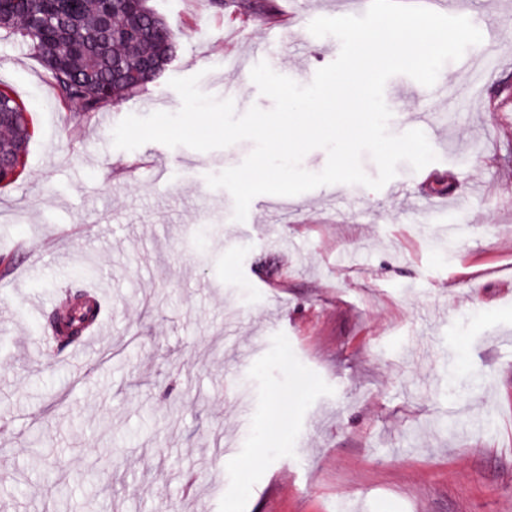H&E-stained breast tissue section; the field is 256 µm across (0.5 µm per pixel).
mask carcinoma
Segmentation results:
<instances>
[{
  "mask_svg": "<svg viewBox=\"0 0 512 512\" xmlns=\"http://www.w3.org/2000/svg\"><path fill=\"white\" fill-rule=\"evenodd\" d=\"M137 14L141 29L128 35V13ZM0 30L20 37L32 49L48 83L61 103L80 109L78 117L91 120L123 97L137 95L152 82L143 78L150 66L165 71L178 45L166 19L148 0H0ZM0 154L27 153L34 137L33 121L9 120L0 126ZM68 301L87 306L69 307L63 316L67 329L53 316L44 327L47 344L62 351L79 345L99 318L107 313L94 293L81 288Z\"/></svg>",
  "mask_w": 512,
  "mask_h": 512,
  "instance_id": "obj_1",
  "label": "carcinoma"
}]
</instances>
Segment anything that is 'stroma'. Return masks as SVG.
I'll return each instance as SVG.
<instances>
[{
	"instance_id": "stroma-1",
	"label": "stroma",
	"mask_w": 512,
	"mask_h": 512,
	"mask_svg": "<svg viewBox=\"0 0 512 512\" xmlns=\"http://www.w3.org/2000/svg\"><path fill=\"white\" fill-rule=\"evenodd\" d=\"M171 25L168 69L140 99L177 111L174 77L262 109L257 45L307 84L331 63L308 19L345 0H149ZM292 14L286 38L272 19ZM495 74L457 63L437 161L400 164L407 196L322 186L277 224L201 196L242 141L198 152L112 145L111 125L69 120L29 47L0 32V83L35 120L25 173L0 188V512H512V32ZM209 189V188H208ZM451 192L449 210L420 204ZM110 285L107 335L40 348L79 264ZM414 283L406 291V283ZM455 430H447V420Z\"/></svg>"
}]
</instances>
